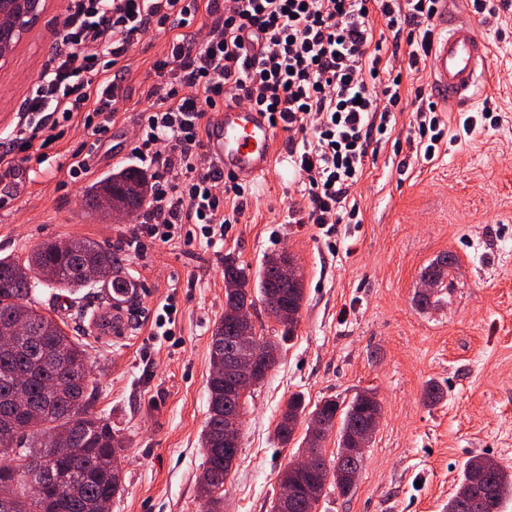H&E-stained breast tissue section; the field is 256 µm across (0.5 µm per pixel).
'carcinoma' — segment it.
Listing matches in <instances>:
<instances>
[{
  "mask_svg": "<svg viewBox=\"0 0 512 512\" xmlns=\"http://www.w3.org/2000/svg\"><path fill=\"white\" fill-rule=\"evenodd\" d=\"M133 185L145 191V195L134 197L135 208L139 209L148 198L151 184L145 173L132 167L120 168L91 184L84 194L85 208L105 216L112 194ZM76 243L78 252L63 248L57 239H47L34 246L23 260L12 255L0 257V334L21 310L27 313L33 333L27 346L0 349V455L9 458L0 465V502H7V512H103L102 501L121 490L119 456L125 440L95 411L90 358L78 340L49 312L36 307L31 297L40 286L70 294L99 285L116 294L129 290L130 281L118 250L88 238ZM86 263L106 270L108 276L99 281L85 278L82 266ZM454 265L453 255H440L424 269L422 278L431 280L436 288H445V279ZM278 273L276 263L267 260L257 275L265 310L270 314L290 305L300 311L303 281L293 289L282 288ZM248 284L246 267L234 258H224L226 301L252 306ZM237 344L236 330L220 320L211 336L208 418L201 440L204 476L198 493L208 504L206 512H220L224 484L231 472L224 464V375L218 365ZM321 405L328 432H336L338 448L329 460L323 448H318L326 483L314 499L302 503L300 512H314L328 486L336 487L343 495L350 491L343 483L344 474L361 468L363 457L344 455L341 445L351 428H365L369 414L382 411L379 401L372 402L361 394L345 407L334 399L324 400ZM305 409L301 395L288 399L281 415L292 421V427L276 425L280 441L292 437ZM488 481L495 492L490 512H501L503 503L512 497V471L498 464L488 473Z\"/></svg>",
  "mask_w": 512,
  "mask_h": 512,
  "instance_id": "obj_1",
  "label": "carcinoma"
}]
</instances>
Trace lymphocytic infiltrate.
<instances>
[{"label":"lymphocytic infiltrate","mask_w":512,"mask_h":512,"mask_svg":"<svg viewBox=\"0 0 512 512\" xmlns=\"http://www.w3.org/2000/svg\"><path fill=\"white\" fill-rule=\"evenodd\" d=\"M439 0H207L216 19L204 39L174 37L155 69L165 92L130 142L133 157L158 186L140 234L169 244L214 239L237 223L246 188L205 159L202 120L218 102L269 114L288 140L310 224H354L350 197L370 147L402 102L401 76L381 79V43L373 18L405 38L400 59L417 70L433 42ZM197 0H67L51 56L0 141V182L21 157L37 163L74 121L99 149L117 113L118 84L109 70L150 29L190 25ZM409 134L432 155L444 130L437 106L416 95Z\"/></svg>","instance_id":"obj_1"}]
</instances>
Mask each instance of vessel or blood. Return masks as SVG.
<instances>
[{"mask_svg":"<svg viewBox=\"0 0 512 512\" xmlns=\"http://www.w3.org/2000/svg\"><path fill=\"white\" fill-rule=\"evenodd\" d=\"M489 46L462 22L437 38L426 65L438 94L453 109L468 107L489 79ZM206 142L226 176L242 183L263 177L276 152V136L266 113L225 102L215 111Z\"/></svg>","mask_w":512,"mask_h":512,"instance_id":"1","label":"vessel or blood"}]
</instances>
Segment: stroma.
I'll return each mask as SVG.
<instances>
[{"mask_svg": "<svg viewBox=\"0 0 512 512\" xmlns=\"http://www.w3.org/2000/svg\"><path fill=\"white\" fill-rule=\"evenodd\" d=\"M64 0H47L40 24L0 64V133L47 63ZM459 18L474 23L490 45V88L473 109L441 110L446 134L435 155L419 156L406 134L415 123L416 89L432 92L427 67L403 75L408 102L392 130L374 145L353 191L359 223L326 231L294 224L301 185L287 161H275L244 204L224 240L136 246L139 214L101 218L83 208V194L112 170L128 166L129 140L161 85L154 65L172 30H149L119 60L123 98L88 159L92 176L76 180L36 162L12 184L0 207V255L26 256L49 239L89 238L122 246L133 284L115 305L90 289L86 302L110 316L103 332L57 304L70 335L86 346L98 382L95 410L126 441L122 490L110 512H203L201 437L208 416L211 334L224 315V258L257 273L272 254L290 251L299 264L305 301L293 335L251 310L279 360L252 387L244 404L241 448L224 485V512H270L279 477L297 460L307 424L288 444L274 436L288 398L308 407L333 398L348 403L371 390L382 406L379 427L364 451L348 494L328 489L317 512H442L463 463L483 455L512 468V0L499 18L475 15L456 0ZM498 124L486 119V110ZM457 258L449 288L420 309V273L438 254ZM177 315L171 335L154 333L166 298ZM444 392L426 405L428 382Z\"/></svg>", "mask_w": 512, "mask_h": 512, "instance_id": "35a3bbf8", "label": "stroma"}]
</instances>
